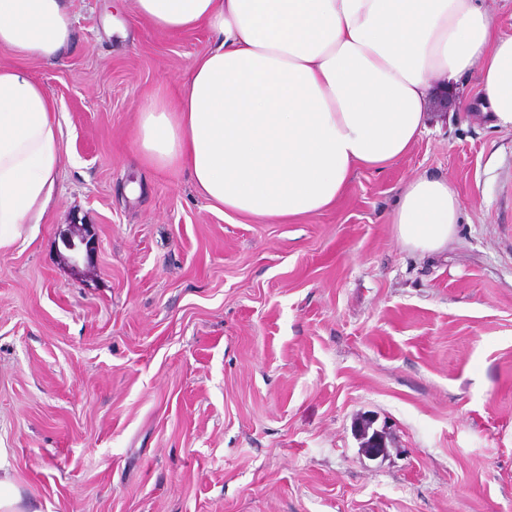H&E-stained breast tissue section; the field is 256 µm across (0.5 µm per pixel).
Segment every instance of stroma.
<instances>
[{
	"instance_id": "obj_1",
	"label": "stroma",
	"mask_w": 512,
	"mask_h": 512,
	"mask_svg": "<svg viewBox=\"0 0 512 512\" xmlns=\"http://www.w3.org/2000/svg\"><path fill=\"white\" fill-rule=\"evenodd\" d=\"M68 5L62 61L26 65L57 105V198L0 250V448L43 512H512V127L476 78L331 208L229 219L134 158L138 104L211 34ZM425 173L460 219L423 258L390 218ZM71 222L99 239L76 268Z\"/></svg>"
}]
</instances>
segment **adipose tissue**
Instances as JSON below:
<instances>
[{
    "label": "adipose tissue",
    "mask_w": 512,
    "mask_h": 512,
    "mask_svg": "<svg viewBox=\"0 0 512 512\" xmlns=\"http://www.w3.org/2000/svg\"><path fill=\"white\" fill-rule=\"evenodd\" d=\"M156 28L215 40L176 95L138 107L136 158L186 172L225 213L293 219L330 208L358 168L405 156L440 89L477 74L483 112L512 127V33L477 0H134ZM67 0H0V250L32 235L57 194L55 100L25 64L62 59ZM459 199L442 177L400 191L391 222L421 254L448 245ZM0 512H42L0 448Z\"/></svg>",
    "instance_id": "1"
}]
</instances>
